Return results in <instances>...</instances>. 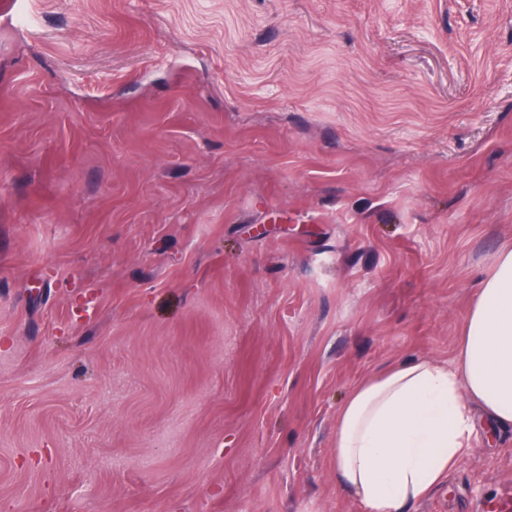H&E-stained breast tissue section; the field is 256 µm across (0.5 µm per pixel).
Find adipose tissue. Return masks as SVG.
I'll return each instance as SVG.
<instances>
[{
  "instance_id": "ef3b65f1",
  "label": "adipose tissue",
  "mask_w": 512,
  "mask_h": 512,
  "mask_svg": "<svg viewBox=\"0 0 512 512\" xmlns=\"http://www.w3.org/2000/svg\"><path fill=\"white\" fill-rule=\"evenodd\" d=\"M512 426V247L479 288L456 358L393 365L359 381L336 424L338 482L367 512H400L441 483L476 428Z\"/></svg>"
}]
</instances>
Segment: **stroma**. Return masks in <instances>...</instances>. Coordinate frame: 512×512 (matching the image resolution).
Masks as SVG:
<instances>
[{"mask_svg":"<svg viewBox=\"0 0 512 512\" xmlns=\"http://www.w3.org/2000/svg\"><path fill=\"white\" fill-rule=\"evenodd\" d=\"M27 4L0 15V512H364L343 402L452 363L512 246V0ZM510 491L512 427L402 512Z\"/></svg>","mask_w":512,"mask_h":512,"instance_id":"35a3bbf8","label":"stroma"}]
</instances>
